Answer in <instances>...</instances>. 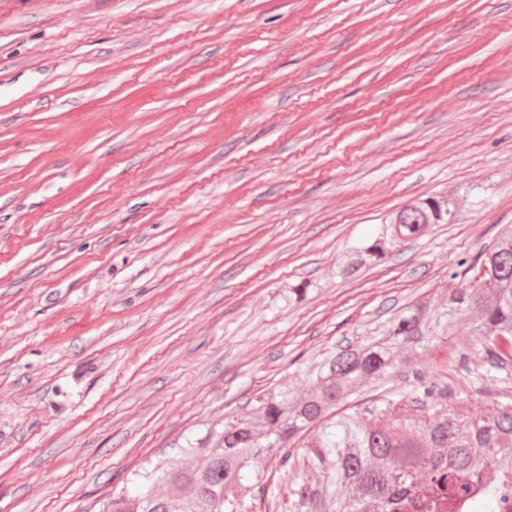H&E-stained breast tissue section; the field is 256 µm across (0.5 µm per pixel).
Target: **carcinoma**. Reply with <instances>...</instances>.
<instances>
[{"instance_id": "obj_1", "label": "carcinoma", "mask_w": 512, "mask_h": 512, "mask_svg": "<svg viewBox=\"0 0 512 512\" xmlns=\"http://www.w3.org/2000/svg\"><path fill=\"white\" fill-rule=\"evenodd\" d=\"M456 218L449 198L408 205L352 245L339 274L380 263L426 225ZM459 266L450 279L463 276L464 287L446 289L437 304L407 305L329 352L306 373L304 392L256 394L251 410L224 419L214 447L205 437L179 449L201 465L138 472L101 512H254L245 492L264 491L271 467L287 489L280 512H437L471 498L479 512H501L512 501V400L462 417L416 358L463 330L484 355L485 374L512 365V233ZM401 367L413 376L406 389L348 403Z\"/></svg>"}]
</instances>
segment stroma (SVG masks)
I'll return each instance as SVG.
<instances>
[{
  "label": "stroma",
  "instance_id": "1",
  "mask_svg": "<svg viewBox=\"0 0 512 512\" xmlns=\"http://www.w3.org/2000/svg\"><path fill=\"white\" fill-rule=\"evenodd\" d=\"M508 224L512 0H0V512H89L302 392ZM420 365L463 415L512 399L465 333ZM457 206L451 199H425L400 210L389 224H380L375 234L352 245L339 274L349 276L382 262L403 240L420 235L427 224H451L456 221Z\"/></svg>",
  "mask_w": 512,
  "mask_h": 512
}]
</instances>
